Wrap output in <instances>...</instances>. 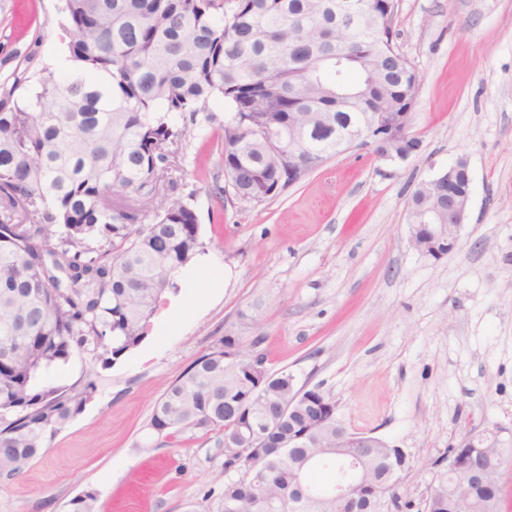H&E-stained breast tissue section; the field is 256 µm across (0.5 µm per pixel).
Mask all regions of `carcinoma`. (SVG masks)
Here are the masks:
<instances>
[{
	"label": "carcinoma",
	"instance_id": "obj_1",
	"mask_svg": "<svg viewBox=\"0 0 512 512\" xmlns=\"http://www.w3.org/2000/svg\"><path fill=\"white\" fill-rule=\"evenodd\" d=\"M350 0H62L70 66L0 84V477L13 478L97 393L95 373L73 392L50 384L74 356L111 365L148 335L176 275L202 252L195 209L161 192L188 125L221 124L224 178L246 204L278 197L301 178L281 165L272 135L300 130L309 173L349 149L343 136L371 112L394 117L416 102L415 70L392 43L395 0L355 15ZM419 139L396 130L376 147L401 155ZM136 195L149 215L117 200ZM293 400L302 415L281 411ZM337 407L296 387L227 334L159 397L148 429L263 432V456L224 452V483L207 512H290L302 478L324 493L336 459L357 453L363 490L306 512H384L397 505L391 474L409 455L338 448ZM327 471L330 484L316 480ZM499 490L435 472L427 512L498 509Z\"/></svg>",
	"mask_w": 512,
	"mask_h": 512
}]
</instances>
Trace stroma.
Listing matches in <instances>:
<instances>
[{
  "instance_id": "35a3bbf8",
  "label": "stroma",
  "mask_w": 512,
  "mask_h": 512,
  "mask_svg": "<svg viewBox=\"0 0 512 512\" xmlns=\"http://www.w3.org/2000/svg\"><path fill=\"white\" fill-rule=\"evenodd\" d=\"M61 0H0V82L34 46L51 67ZM397 50L420 88L405 161L372 145L327 160L277 198L245 204L211 192L223 146L191 129L177 157L204 250L179 274L146 339L111 366L73 357L57 385L98 374L84 410L31 460L0 478V512H186L219 494L224 458L191 431L149 436L159 396L225 335L270 371L318 386L357 432L405 448L394 489L410 512L438 459L469 430L497 432L508 457L499 512H512V0H397ZM468 164L459 247L434 259L409 240L421 181Z\"/></svg>"
}]
</instances>
